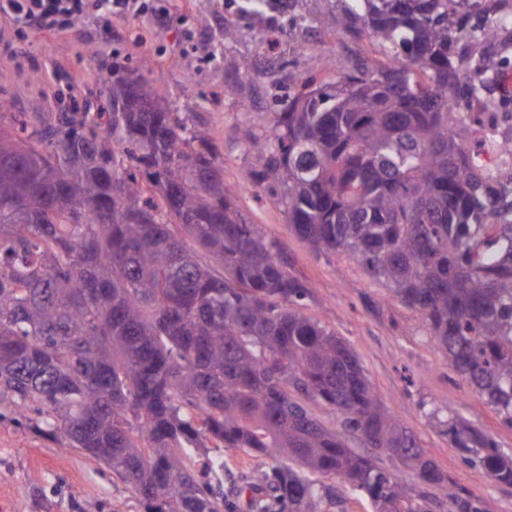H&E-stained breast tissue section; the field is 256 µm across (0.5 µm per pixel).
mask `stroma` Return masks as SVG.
I'll return each mask as SVG.
<instances>
[{
	"label": "stroma",
	"instance_id": "stroma-1",
	"mask_svg": "<svg viewBox=\"0 0 512 512\" xmlns=\"http://www.w3.org/2000/svg\"><path fill=\"white\" fill-rule=\"evenodd\" d=\"M241 5L242 0H177L161 26L146 16L116 15L54 34L21 30L0 15V96L11 98L19 111L48 117L60 112L62 90L105 107L113 61L134 68L146 58L155 87L172 97H196V126L224 155V182L237 190V209L276 244L290 272L310 291L303 314L346 342L370 385L439 468L486 498L492 512H512V487L492 484L481 468L464 462L424 414L428 408L453 413L512 452V428L449 367L420 316L391 302L386 288L354 258L316 253L289 228L273 196L239 187L254 162L241 140L243 127L282 111L285 99L300 89L299 75L313 71L330 79L372 64L381 58L380 49L334 24L339 0H273L263 26ZM229 13L237 30L230 43L224 40ZM90 47L95 56H87ZM0 512H145V505L104 465L4 418Z\"/></svg>",
	"mask_w": 512,
	"mask_h": 512
}]
</instances>
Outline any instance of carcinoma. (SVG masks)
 Here are the masks:
<instances>
[{"label": "carcinoma", "mask_w": 512, "mask_h": 512, "mask_svg": "<svg viewBox=\"0 0 512 512\" xmlns=\"http://www.w3.org/2000/svg\"><path fill=\"white\" fill-rule=\"evenodd\" d=\"M267 2L242 9L261 25ZM342 2V30L386 60L318 87L310 76L262 133L245 128L255 163L240 188L271 189L314 251L354 257L418 312L512 427V175L477 165L466 115L504 65L512 10ZM148 71L113 64L107 112L76 102L45 122L0 98V418L104 464L148 512H346L341 487L373 512H489L300 311L307 290L234 206L197 99H169ZM426 416L512 487V453L450 413ZM210 448L263 462L226 486Z\"/></svg>", "instance_id": "1"}]
</instances>
